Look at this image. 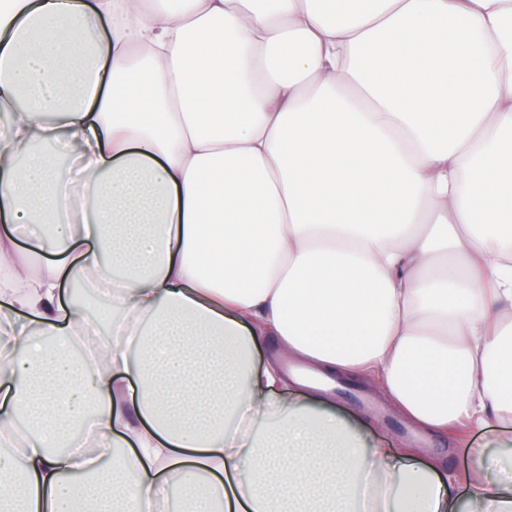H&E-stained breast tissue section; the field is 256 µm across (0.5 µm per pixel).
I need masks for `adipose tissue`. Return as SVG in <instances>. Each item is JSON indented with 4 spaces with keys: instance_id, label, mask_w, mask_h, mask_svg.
<instances>
[{
    "instance_id": "adipose-tissue-1",
    "label": "adipose tissue",
    "mask_w": 512,
    "mask_h": 512,
    "mask_svg": "<svg viewBox=\"0 0 512 512\" xmlns=\"http://www.w3.org/2000/svg\"><path fill=\"white\" fill-rule=\"evenodd\" d=\"M0 113V512H512L254 363L512 421V0H0ZM16 233L19 237L20 247L19 253L23 256V260L30 263L31 267H36L39 262H44V259L38 256L30 255L27 248L30 247V239L40 231L38 224H15Z\"/></svg>"
}]
</instances>
